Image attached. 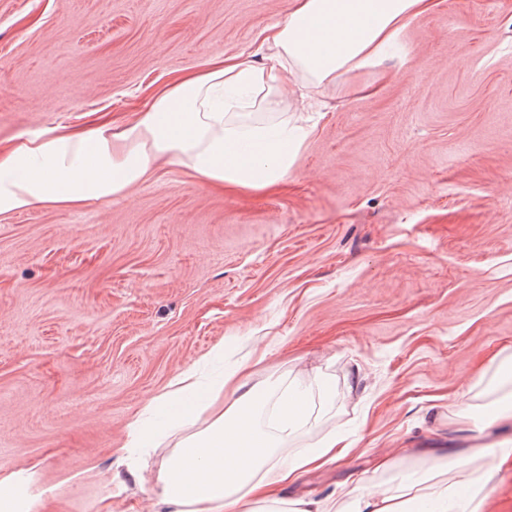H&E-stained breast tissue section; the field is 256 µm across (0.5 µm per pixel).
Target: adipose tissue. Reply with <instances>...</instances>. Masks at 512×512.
<instances>
[{
  "mask_svg": "<svg viewBox=\"0 0 512 512\" xmlns=\"http://www.w3.org/2000/svg\"><path fill=\"white\" fill-rule=\"evenodd\" d=\"M438 0H290L288 17L263 28L262 57L217 56L158 85L149 111L84 128L42 127L0 144V218L37 206L108 205L158 166L188 170L211 186L258 190L286 178L314 129L286 91L288 78L316 91L373 67ZM308 387L250 383L246 366L202 382L198 367L178 372L149 401L156 419L130 425L128 445L155 448L173 439L160 502L168 512H331L328 502L290 499L284 490L305 472L333 464L353 446L328 434L276 458L304 423ZM273 409L271 425L254 419ZM210 423L186 433L201 415ZM481 465L439 461L417 484L350 495L348 512H448L459 481L472 491L468 512H484Z\"/></svg>",
  "mask_w": 512,
  "mask_h": 512,
  "instance_id": "1",
  "label": "adipose tissue"
}]
</instances>
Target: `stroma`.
Here are the masks:
<instances>
[{
    "mask_svg": "<svg viewBox=\"0 0 512 512\" xmlns=\"http://www.w3.org/2000/svg\"><path fill=\"white\" fill-rule=\"evenodd\" d=\"M288 10L0 0V140L147 111L169 75L256 51ZM403 43L360 74L369 91H324L275 186L161 166L108 206L0 219V476L31 486L24 512H154L172 448L127 447L130 423L179 371L257 349L252 382L319 368L333 390L282 454L354 445L287 496L417 481L439 452L480 457L485 512H512V417L478 395L512 347V0H440Z\"/></svg>",
    "mask_w": 512,
    "mask_h": 512,
    "instance_id": "stroma-1",
    "label": "stroma"
}]
</instances>
